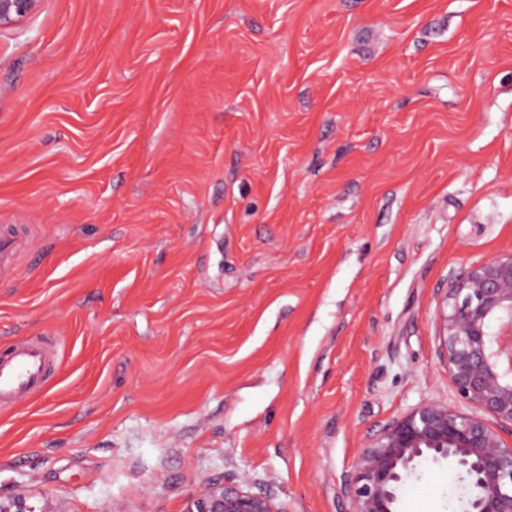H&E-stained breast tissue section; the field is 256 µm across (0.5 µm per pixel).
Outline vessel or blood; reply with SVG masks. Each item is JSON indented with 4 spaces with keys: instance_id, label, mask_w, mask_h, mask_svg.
Returning a JSON list of instances; mask_svg holds the SVG:
<instances>
[{
    "instance_id": "1",
    "label": "vessel or blood",
    "mask_w": 512,
    "mask_h": 512,
    "mask_svg": "<svg viewBox=\"0 0 512 512\" xmlns=\"http://www.w3.org/2000/svg\"><path fill=\"white\" fill-rule=\"evenodd\" d=\"M47 353L38 345L12 347L0 356V401L18 399L42 379Z\"/></svg>"
}]
</instances>
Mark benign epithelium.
<instances>
[{
	"label": "benign epithelium",
	"instance_id": "1",
	"mask_svg": "<svg viewBox=\"0 0 512 512\" xmlns=\"http://www.w3.org/2000/svg\"><path fill=\"white\" fill-rule=\"evenodd\" d=\"M42 0H0V28L33 14ZM439 354L459 397L492 417L424 402L392 421L344 476L348 512H394L402 473L421 457L451 459L471 490L470 512H512V254L488 259L452 280L441 299ZM248 476L207 482L185 499L183 512H284L272 494L249 490ZM0 512L36 509L19 493L0 499Z\"/></svg>",
	"mask_w": 512,
	"mask_h": 512
}]
</instances>
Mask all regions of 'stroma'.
Returning a JSON list of instances; mask_svg holds the SVG:
<instances>
[{"label": "stroma", "instance_id": "obj_1", "mask_svg": "<svg viewBox=\"0 0 512 512\" xmlns=\"http://www.w3.org/2000/svg\"><path fill=\"white\" fill-rule=\"evenodd\" d=\"M0 495L182 512L248 474L346 512L392 420L460 406L438 291L512 253V0H42L0 30ZM423 460L397 512H462ZM47 352L38 345L12 347L0 356V403L18 399L42 379L47 364Z\"/></svg>", "mask_w": 512, "mask_h": 512}]
</instances>
